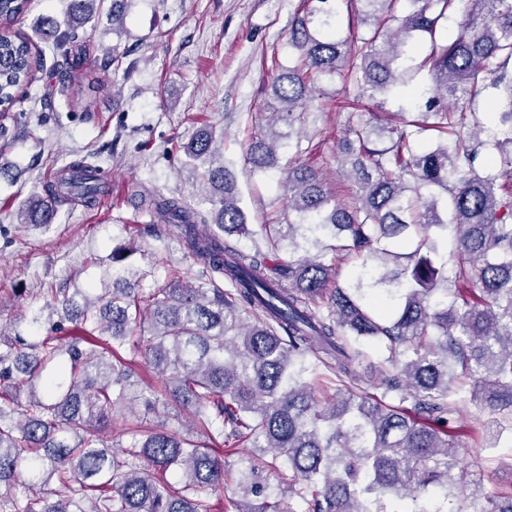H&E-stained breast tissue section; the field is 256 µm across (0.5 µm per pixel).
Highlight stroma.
Returning a JSON list of instances; mask_svg holds the SVG:
<instances>
[{"instance_id": "35a3bbf8", "label": "stroma", "mask_w": 512, "mask_h": 512, "mask_svg": "<svg viewBox=\"0 0 512 512\" xmlns=\"http://www.w3.org/2000/svg\"><path fill=\"white\" fill-rule=\"evenodd\" d=\"M68 2L27 0L12 28L30 41L34 55L44 56L45 69L13 104L0 106V328L10 334L32 335L30 318L43 304L44 289L98 287L120 244L135 243L129 264L143 289L163 286L173 266L199 277L179 230L131 200L129 186L140 182L212 215L199 181L171 150L173 141L189 139L201 126L213 128L236 177L251 230L240 247L263 245L264 225L288 221L280 182L294 150L280 149L279 167L264 172L252 171L245 153L267 131L277 105L273 75L297 60L289 39L300 0H124L119 30L112 24V0H101L92 20L56 52L41 40L40 24L47 17L64 23ZM463 19L453 12L440 20L435 37L413 40L410 79L359 105L342 107L349 93L341 77L317 81L303 129L314 149L300 159L339 201H355L356 186L341 177L337 164L348 129L375 115L422 111L419 92L432 81L421 62L431 43L447 42ZM111 51L121 55V69L104 68ZM83 157L107 174L98 207L61 204L51 223H21L25 201L47 196L56 171ZM469 397L460 392L451 423L458 466L471 474L470 485L458 491L462 500L475 488L486 497L512 489V432L498 447H484L475 438ZM165 420L160 405L137 406L132 416L115 409L108 441L127 443L137 424Z\"/></svg>"}]
</instances>
